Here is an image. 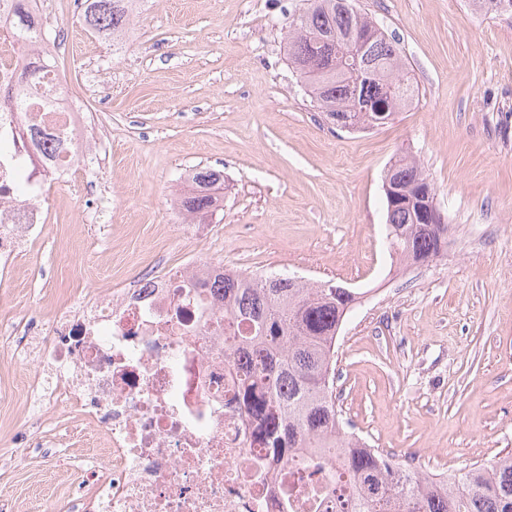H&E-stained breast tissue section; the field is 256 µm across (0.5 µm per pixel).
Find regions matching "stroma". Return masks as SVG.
<instances>
[{
    "instance_id": "stroma-1",
    "label": "stroma",
    "mask_w": 512,
    "mask_h": 512,
    "mask_svg": "<svg viewBox=\"0 0 512 512\" xmlns=\"http://www.w3.org/2000/svg\"><path fill=\"white\" fill-rule=\"evenodd\" d=\"M69 52L55 69L110 130L99 178L109 242L82 223L76 183L53 185L51 222L0 310L46 318L91 289L168 261L329 281L360 297L336 338V408L368 446L448 475L512 452V19L469 0H356L396 37L413 105L371 130L313 107L287 60L301 0H138L124 44L54 0ZM414 156L448 226L441 256L400 261L386 242V168ZM223 172L224 206L200 240H175L171 195ZM19 400L0 397V499L46 512L76 469L24 454Z\"/></svg>"
}]
</instances>
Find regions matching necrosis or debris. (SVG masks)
<instances>
[{"mask_svg":"<svg viewBox=\"0 0 512 512\" xmlns=\"http://www.w3.org/2000/svg\"><path fill=\"white\" fill-rule=\"evenodd\" d=\"M27 108L0 102V282L42 244L52 184L87 166L82 220L96 223L91 165L107 147L94 114L79 111L55 70L26 89ZM40 129L56 142L42 151ZM221 267L196 263L138 272L120 289L98 288L43 323L48 345L24 353L41 402L68 406L66 425L39 421V440L18 447L47 456L70 439L92 449L67 512H326L342 473L335 457L311 471L303 457L268 466L267 450L237 403L238 369L224 362Z\"/></svg>","mask_w":512,"mask_h":512,"instance_id":"necrosis-or-debris-1","label":"necrosis or debris"}]
</instances>
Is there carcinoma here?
Returning a JSON list of instances; mask_svg holds the SVG:
<instances>
[{"label":"carcinoma","instance_id":"cac0c4a2","mask_svg":"<svg viewBox=\"0 0 512 512\" xmlns=\"http://www.w3.org/2000/svg\"><path fill=\"white\" fill-rule=\"evenodd\" d=\"M136 0H85L83 22L108 39L122 32ZM297 25H288V62L301 76L312 100L330 122L365 119L383 125L410 107L418 86L393 36L382 34L367 47L370 66L353 78L354 59L339 52L336 40L372 20L354 0H306ZM7 22L26 44L41 40L25 8L16 7ZM396 90L381 96V82ZM405 185L428 179L408 156L390 166ZM180 207L205 220L223 198L224 175L197 170ZM419 202L387 211L402 259L427 263L443 252L448 225L424 224ZM224 357L244 370L239 403L255 423L257 440L273 464L315 448L340 459L346 477L342 512H512V453L458 474L430 476L389 453L369 448L345 431L333 395L336 330L356 303L349 294L321 288L280 274L248 278L224 271Z\"/></svg>","mask_w":512,"mask_h":512}]
</instances>
